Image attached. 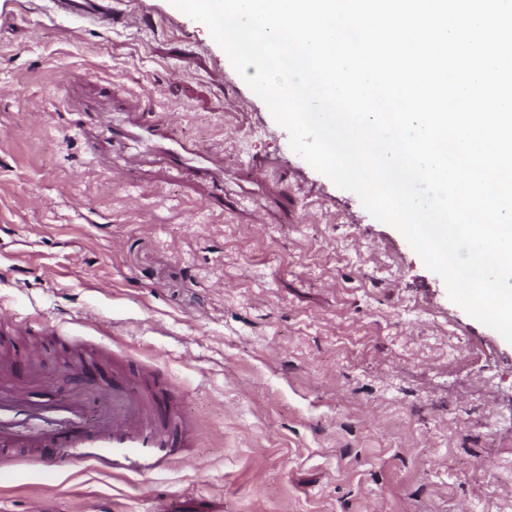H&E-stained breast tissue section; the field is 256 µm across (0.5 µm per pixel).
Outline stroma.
Returning a JSON list of instances; mask_svg holds the SVG:
<instances>
[{
	"label": "stroma",
	"instance_id": "35a3bbf8",
	"mask_svg": "<svg viewBox=\"0 0 512 512\" xmlns=\"http://www.w3.org/2000/svg\"><path fill=\"white\" fill-rule=\"evenodd\" d=\"M0 0V306L70 397L71 354L150 364L200 425L165 469L0 464V512H512V344L396 228L295 154L170 0L110 26ZM137 101L224 174L137 136L100 170L79 113ZM261 169L255 180L252 169ZM109 327L94 332L92 322ZM173 120L170 118L160 125L153 128L160 131L161 134L179 148L169 150L167 154V163L177 170L182 171L187 177L201 183L213 182L218 175L217 168L212 165L202 163H192L187 155L192 154V149L186 144L172 138L171 132Z\"/></svg>",
	"mask_w": 512,
	"mask_h": 512
}]
</instances>
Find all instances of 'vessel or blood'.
I'll use <instances>...</instances> for the list:
<instances>
[{
    "label": "vessel or blood",
    "instance_id": "vessel-or-blood-1",
    "mask_svg": "<svg viewBox=\"0 0 512 512\" xmlns=\"http://www.w3.org/2000/svg\"><path fill=\"white\" fill-rule=\"evenodd\" d=\"M47 14L76 15L98 25L112 21L111 0H45ZM97 131L87 137L92 154L109 164L110 152L103 138L122 139L123 129L113 127L108 113L97 115ZM187 144L169 150L168 164L187 177L214 181V166L189 159ZM16 361L0 359V458L9 462H40L46 444L62 448V463L91 461L115 472L141 473L165 468L185 448L194 447L197 428L179 416L176 390L155 368H136L133 374L115 372L111 388H99V398H111L112 411L96 423H88L85 402L80 397L37 401L34 390L44 388L35 351L24 355V378L14 374Z\"/></svg>",
    "mask_w": 512,
    "mask_h": 512
}]
</instances>
